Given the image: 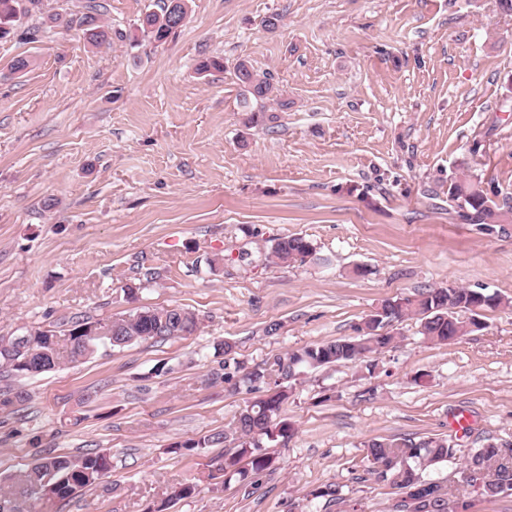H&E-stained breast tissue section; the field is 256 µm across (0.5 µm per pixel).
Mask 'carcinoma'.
<instances>
[{
    "label": "carcinoma",
    "instance_id": "cac0c4a2",
    "mask_svg": "<svg viewBox=\"0 0 512 512\" xmlns=\"http://www.w3.org/2000/svg\"><path fill=\"white\" fill-rule=\"evenodd\" d=\"M166 0H156V10L146 12L141 18L140 30L156 42L167 39L174 30L175 21L165 8ZM20 0H0V39L9 36L13 30ZM97 8L86 5V11L70 13L64 18L57 13L51 20L63 21L65 27L77 26L84 31L89 43L102 45L110 41L111 28L99 21ZM238 84L243 89L242 107L247 113L246 124L259 125L265 122L269 104L281 109L288 108V100L270 78L259 74L247 62H239L234 71ZM448 201L460 212L471 216L480 224H502L506 212L496 201L489 198L480 183L472 179L455 181L448 185ZM312 253L310 241L300 235L276 239L269 258L276 264L289 265L303 261ZM484 302L492 308L501 303L495 294L485 289L436 288L417 294L414 298H402L393 311V318L401 320L415 315L420 320V333L431 343L446 345L454 333L467 336L475 332L461 314L470 311L469 305ZM454 308L455 324L448 323V309ZM375 315H370L358 327L362 336L343 338L317 343L294 352L275 354L255 366L244 376V382L251 391H263L264 396L245 402L239 409L229 431L206 435L197 441L183 444L192 450L210 448L215 445L232 444L235 451L224 453L221 470L227 477H236L247 484L254 483L255 476L276 469V459L263 452L264 440L287 439L293 434V424L288 420L287 407L292 395V382L297 380L303 368H319L331 365L356 364L370 355L380 352L394 342L389 332L378 335L370 331ZM377 322V321H375ZM378 321L373 328H382ZM199 328V319L191 311L179 306L142 307L134 312L111 321H75L68 330L70 343L69 358L77 362L91 355L97 343L123 348L125 345L153 339L179 337L192 334ZM37 336V348L44 351V370L54 369L60 360L57 334L54 330L33 332ZM29 349L16 336L0 337V371L6 377H30L26 360ZM367 470L376 483H389L405 494L417 486L428 483L423 476L424 467L446 461L455 455V449L441 438L428 437L414 440L373 439L367 444ZM500 447L489 445L477 448L469 456L465 469L482 473V494L496 497L512 492V458L498 462ZM249 459L248 466L242 465ZM109 468V461L101 454H87L74 458L44 457L19 477L22 484L21 497L28 503V512H47L51 499L45 497L49 491L55 498H65L78 490L93 485L99 473ZM198 489L194 483H184L175 488L170 497L156 506L155 512H166L173 500L193 496Z\"/></svg>",
    "mask_w": 512,
    "mask_h": 512
}]
</instances>
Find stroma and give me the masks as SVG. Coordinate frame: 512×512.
I'll return each instance as SVG.
<instances>
[{
    "label": "stroma",
    "mask_w": 512,
    "mask_h": 512,
    "mask_svg": "<svg viewBox=\"0 0 512 512\" xmlns=\"http://www.w3.org/2000/svg\"><path fill=\"white\" fill-rule=\"evenodd\" d=\"M87 2L42 0L0 40V336L63 341L73 320L142 306H181L200 328L1 379L29 399L0 410V488L40 457L100 452L109 470L51 512H151L191 482L167 512H338L313 495L326 484L357 512H393L368 441L448 440L455 457L424 476L452 490L474 449L512 442V220L478 224L448 201L472 176L512 202V14L497 0H189L156 42L138 29L154 0H96L114 35L95 47L48 20ZM20 57L30 67L12 72ZM212 57L223 70L199 73ZM242 60L290 102L266 126L245 124ZM288 235L312 242L305 263L268 260ZM448 287L501 303L445 345L406 316L374 372L302 373L295 433L267 443L277 468L255 485L224 477L223 447L183 450L230 426L268 357Z\"/></svg>",
    "instance_id": "stroma-1"
}]
</instances>
